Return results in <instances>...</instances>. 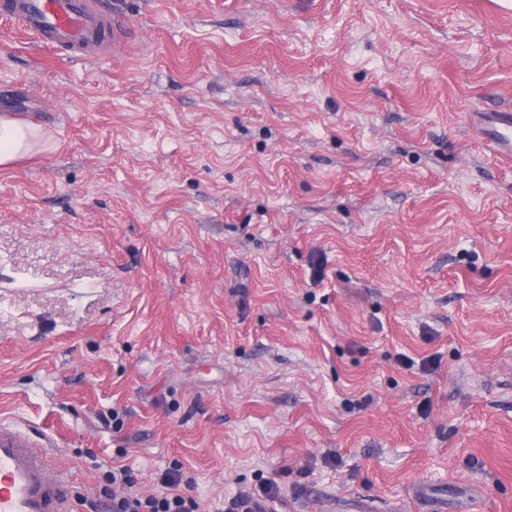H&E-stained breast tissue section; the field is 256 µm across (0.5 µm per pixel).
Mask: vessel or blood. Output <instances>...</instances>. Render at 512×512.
Returning a JSON list of instances; mask_svg holds the SVG:
<instances>
[{
	"label": "vessel or blood",
	"mask_w": 512,
	"mask_h": 512,
	"mask_svg": "<svg viewBox=\"0 0 512 512\" xmlns=\"http://www.w3.org/2000/svg\"><path fill=\"white\" fill-rule=\"evenodd\" d=\"M12 21L33 32L42 45L76 57H92L105 35H130L125 21L100 10L96 0H9ZM496 154L512 162V114L497 115ZM52 449L32 446L15 428L0 423V512H76L67 476L53 472Z\"/></svg>",
	"instance_id": "b4317fda"
}]
</instances>
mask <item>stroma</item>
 <instances>
[{"label":"stroma","instance_id":"1","mask_svg":"<svg viewBox=\"0 0 512 512\" xmlns=\"http://www.w3.org/2000/svg\"><path fill=\"white\" fill-rule=\"evenodd\" d=\"M99 2L95 59L0 16V421L81 498L512 512V7ZM497 122L501 127L499 140L493 143L496 154L507 162H512V114L510 112H499ZM45 135L37 125L0 116V169L40 149ZM105 481L126 489L124 495L118 496L111 494L109 488H103V496L109 497L112 503V512H197L199 508L193 498L178 492L180 480L173 475L165 478L164 487L168 492L145 498L135 492L137 477L126 465L113 466L106 472ZM278 494L277 486L268 484L260 489V493L242 494L228 500L225 506V512H250L254 511L247 509V504H252L255 509L261 508L263 501L267 502L276 497Z\"/></svg>","mask_w":512,"mask_h":512}]
</instances>
